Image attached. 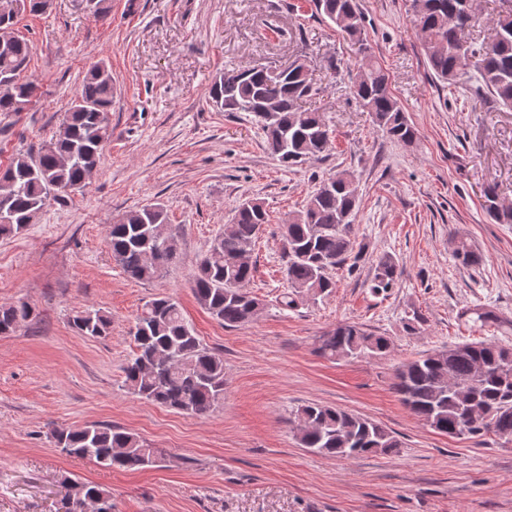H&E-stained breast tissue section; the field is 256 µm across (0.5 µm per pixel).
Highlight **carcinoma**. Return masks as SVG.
I'll return each mask as SVG.
<instances>
[{
    "mask_svg": "<svg viewBox=\"0 0 512 512\" xmlns=\"http://www.w3.org/2000/svg\"><path fill=\"white\" fill-rule=\"evenodd\" d=\"M15 11L0 13V28H13L19 19L39 14L48 0H13ZM413 23L422 34V49L434 76L457 83L475 72L479 86L512 108V0L490 19V36L473 41L470 29L479 25L474 0H412ZM317 11L336 23L358 44L364 63L352 74L354 92L370 112L373 124L392 140L415 142L418 130L394 97L389 76L364 43V18L357 0H314ZM32 45L15 36L0 46V112H20L33 98L35 86L21 78ZM209 90L213 104L226 112H247L263 132L270 154L285 166L319 158L330 131L317 112L301 109L316 92L305 64L277 73L262 69L224 72ZM115 87L112 69L102 61L83 76L76 98L58 130L34 154H20L0 173V236L24 232L50 199L80 190L98 166L112 135L109 112ZM273 99L275 119L267 122L256 106ZM358 203L354 176L337 172L324 179L302 210L283 225L288 254L290 291L279 299L293 309L297 298L330 295L336 282L330 271L354 268L352 217ZM481 208L498 224H512V208L498 199L496 189L484 188ZM167 215L159 205H147L122 215L110 225L112 257L128 278L153 280L177 253V239L160 234ZM268 214L257 201L235 207L230 223L216 237L199 263L192 281L198 303L226 327L250 321L256 297L250 291L254 267L242 258L252 253ZM453 254L466 266L482 257L465 237L454 238ZM399 277V263L390 254L377 258L373 290L386 291ZM34 309L26 302L0 305V335H10L27 323ZM462 315L482 326L499 325L502 318L486 307L468 308ZM111 318L99 309H86L72 319L81 336L109 334ZM136 352L124 367L125 384L154 404L192 416L206 415L224 400V355L203 346L171 297L147 302L132 332ZM385 336H375L355 323H340L319 339L317 351L332 359L384 353ZM395 391L403 404L434 431L450 437L480 439L494 436L512 442V350L491 341L463 343L447 351L434 350L398 366ZM300 445L328 457L354 458L365 453L396 454L401 441L379 424L347 411L308 404L294 412ZM63 452L107 467L138 470L158 463L154 449L124 429L104 424L60 427L52 432ZM72 503L87 500L95 512H112L109 492L91 483L70 482Z\"/></svg>",
    "mask_w": 512,
    "mask_h": 512,
    "instance_id": "carcinoma-1",
    "label": "carcinoma"
}]
</instances>
